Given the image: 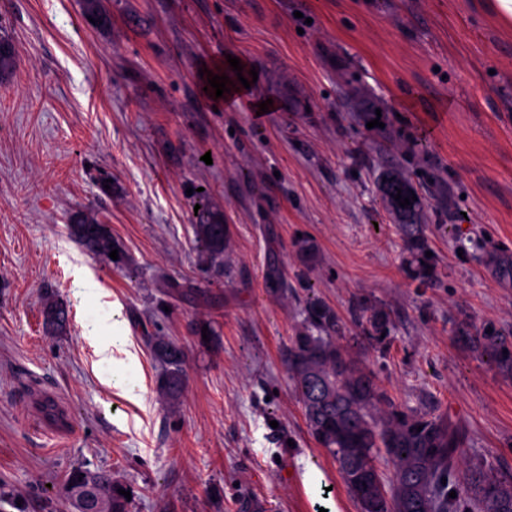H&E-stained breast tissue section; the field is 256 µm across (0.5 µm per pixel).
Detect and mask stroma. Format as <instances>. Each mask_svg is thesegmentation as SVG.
<instances>
[{
	"mask_svg": "<svg viewBox=\"0 0 512 512\" xmlns=\"http://www.w3.org/2000/svg\"><path fill=\"white\" fill-rule=\"evenodd\" d=\"M99 2L104 28L84 0H0L16 49L0 74V512H61L75 466L130 486L129 512H359L285 362L311 298L384 394L449 414L468 464L512 473V377L461 342L486 323L512 337V279L491 263L512 254V28L485 0ZM211 73L230 96L204 94ZM388 167L422 201L429 277L380 197ZM199 187L229 231L219 270L194 239ZM80 211L111 225L125 267L68 238ZM48 288L70 307L59 336ZM103 308L134 392L105 384L85 334ZM362 308L390 314L386 339L365 337ZM150 334L186 352L173 409ZM43 316L46 329L54 334H63L69 327V307L51 288L43 294Z\"/></svg>",
	"mask_w": 512,
	"mask_h": 512,
	"instance_id": "stroma-1",
	"label": "stroma"
}]
</instances>
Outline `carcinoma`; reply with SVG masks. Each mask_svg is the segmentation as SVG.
I'll return each instance as SVG.
<instances>
[{
	"instance_id": "cac0c4a2",
	"label": "carcinoma",
	"mask_w": 512,
	"mask_h": 512,
	"mask_svg": "<svg viewBox=\"0 0 512 512\" xmlns=\"http://www.w3.org/2000/svg\"><path fill=\"white\" fill-rule=\"evenodd\" d=\"M379 183L383 201L397 217L407 251L423 259L427 240L419 224L421 201L411 200L412 183L395 171L383 173ZM410 198L399 206L394 195ZM202 257L213 267L224 264L228 230L224 215L200 205L193 225ZM70 237L89 254L120 268L126 262L112 228L94 214L78 212L68 225ZM118 250V259L109 257ZM308 324L290 339L286 365L303 405L315 440L336 460L338 471L359 512H512V478L504 479L464 457L465 435L454 420L436 414L412 415L386 403L373 376L347 357L344 346L330 332L336 315L327 306L307 302ZM46 329L63 334L69 327V307L51 288L43 294ZM363 318L373 338L390 331L388 315L371 311ZM147 341L161 367L159 394L170 404L180 401L186 387L183 348L166 336ZM476 347L501 372L512 374V341L494 325H484ZM422 430H417V427ZM389 448L393 465L385 480L375 452ZM66 512H128L129 501L118 493L127 489L107 471L74 467L63 481ZM456 497H449L450 492Z\"/></svg>"
}]
</instances>
